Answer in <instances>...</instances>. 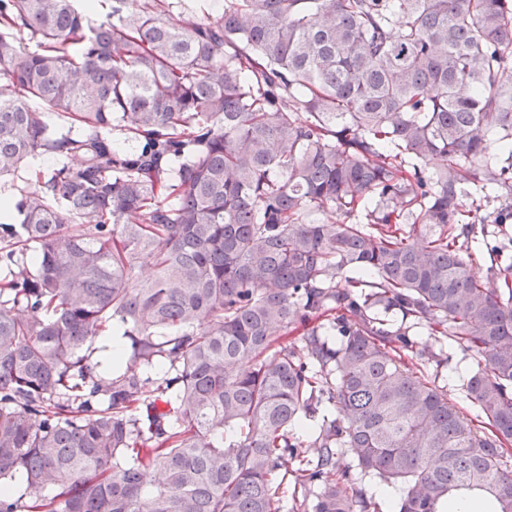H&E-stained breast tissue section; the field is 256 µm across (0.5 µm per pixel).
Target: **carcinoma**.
<instances>
[{"instance_id": "1", "label": "carcinoma", "mask_w": 512, "mask_h": 512, "mask_svg": "<svg viewBox=\"0 0 512 512\" xmlns=\"http://www.w3.org/2000/svg\"><path fill=\"white\" fill-rule=\"evenodd\" d=\"M171 14L0 0V176L61 158L0 208V512H512V0ZM450 357L448 361V366L442 368V374L440 375L438 384L440 386L448 384V399L451 402L455 403L461 413L464 414L468 419H472L477 424L475 413L470 405L466 402L463 397V393L459 390L460 383L457 379V376L454 373L455 368L457 367L460 370H464L467 367H470L474 364V361L470 356L467 359H464L463 354L460 351H449Z\"/></svg>"}]
</instances>
